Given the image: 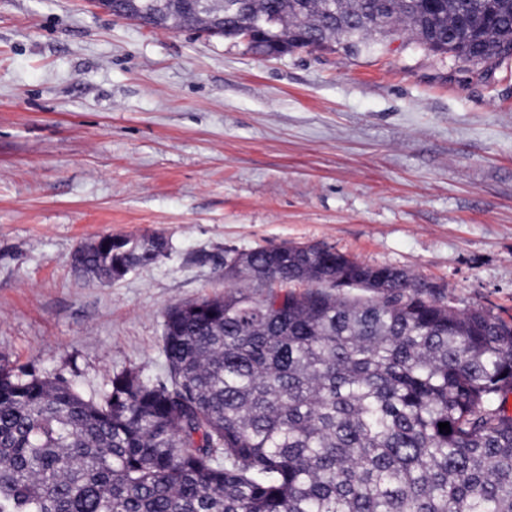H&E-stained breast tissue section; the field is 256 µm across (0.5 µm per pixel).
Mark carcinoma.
Returning <instances> with one entry per match:
<instances>
[{"mask_svg":"<svg viewBox=\"0 0 512 512\" xmlns=\"http://www.w3.org/2000/svg\"><path fill=\"white\" fill-rule=\"evenodd\" d=\"M92 2L227 39L260 19L264 55L369 49L398 24L473 65L512 54V0ZM167 251L104 237L72 266L110 284ZM224 267L248 285L166 310L162 380L123 370L94 399L0 363V512H512L511 325L327 248Z\"/></svg>","mask_w":512,"mask_h":512,"instance_id":"cac0c4a2","label":"carcinoma"}]
</instances>
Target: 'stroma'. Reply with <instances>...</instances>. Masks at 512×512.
Listing matches in <instances>:
<instances>
[{
    "instance_id": "obj_1",
    "label": "stroma",
    "mask_w": 512,
    "mask_h": 512,
    "mask_svg": "<svg viewBox=\"0 0 512 512\" xmlns=\"http://www.w3.org/2000/svg\"><path fill=\"white\" fill-rule=\"evenodd\" d=\"M104 234L165 256L109 286ZM318 245L512 323V57L410 32L374 52L255 53L91 0H0V361L97 396L165 373L164 313L224 293V258ZM168 251V242L161 236L140 239L137 245L114 244L112 237H104L98 245L77 249L72 256L75 271L99 284H112L126 272L150 264Z\"/></svg>"
}]
</instances>
